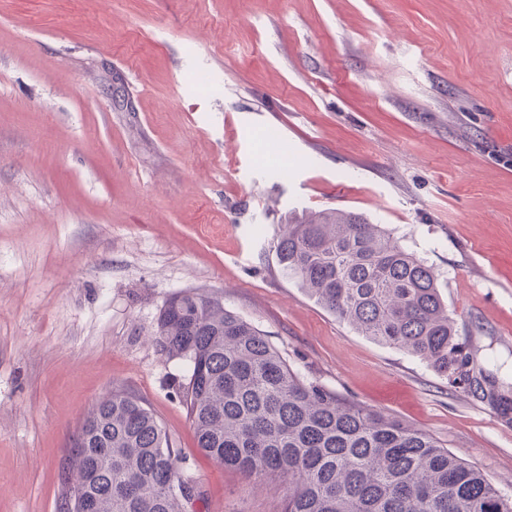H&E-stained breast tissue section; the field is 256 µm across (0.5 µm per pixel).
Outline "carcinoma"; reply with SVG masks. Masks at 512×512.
<instances>
[{
    "label": "carcinoma",
    "mask_w": 512,
    "mask_h": 512,
    "mask_svg": "<svg viewBox=\"0 0 512 512\" xmlns=\"http://www.w3.org/2000/svg\"><path fill=\"white\" fill-rule=\"evenodd\" d=\"M285 274L358 334L451 374L512 424V395L473 365L434 269L379 224L323 209L283 225ZM157 343L188 362L196 445L247 479H278L280 512H512L486 477L425 431L302 378L268 337L218 299L172 296ZM153 411L114 388L62 460L60 512H196L204 496Z\"/></svg>",
    "instance_id": "cac0c4a2"
}]
</instances>
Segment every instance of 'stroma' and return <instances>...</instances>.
<instances>
[{
  "label": "stroma",
  "mask_w": 512,
  "mask_h": 512,
  "mask_svg": "<svg viewBox=\"0 0 512 512\" xmlns=\"http://www.w3.org/2000/svg\"><path fill=\"white\" fill-rule=\"evenodd\" d=\"M325 208L432 265L460 341L512 386V0H0V512H60L69 439L115 387L180 448L197 512H276L196 446L189 365L156 342L187 288L512 497L487 400L283 273L281 224Z\"/></svg>",
  "instance_id": "obj_1"
}]
</instances>
